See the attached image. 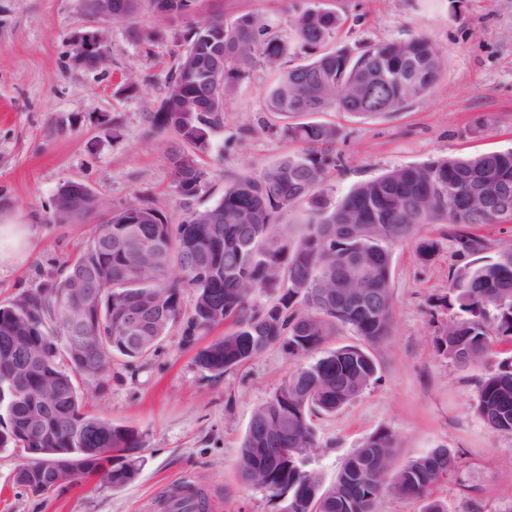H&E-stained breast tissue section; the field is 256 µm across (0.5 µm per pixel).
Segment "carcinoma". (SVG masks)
<instances>
[{"instance_id": "1", "label": "carcinoma", "mask_w": 512, "mask_h": 512, "mask_svg": "<svg viewBox=\"0 0 512 512\" xmlns=\"http://www.w3.org/2000/svg\"><path fill=\"white\" fill-rule=\"evenodd\" d=\"M199 2L112 0L114 26L130 40L148 47L171 40L182 48L165 75V96L149 116L152 128L176 143L169 156L176 193L190 200L208 186L212 170L204 156L211 134L223 127L226 98L256 61L277 64L297 49L306 51L307 60L279 74L266 108L284 120L283 139L300 149L238 177L224 187L221 200L188 211L177 223L156 198L112 207V251L103 250L94 233L38 287L0 305V448H43L56 456L53 468L30 456L15 483L35 494L43 485L59 488L77 478H98L116 489L132 483L138 464L130 452L141 446V435L83 412L81 385L104 387L114 357L146 358L178 325L189 343L210 338L196 363L215 376L273 347L296 361L254 409L237 462L243 481L261 484L271 500L282 501L281 512H375L386 493L421 501L420 512H447L434 492L441 480L463 470L459 453L434 448L392 474L396 438L379 429L323 491L309 468L310 453L320 447L313 419L355 402L378 380L372 349L392 333L396 246L413 243L418 258L428 262L439 243L420 230L446 224L457 251L477 255L486 250L480 227L512 223V149L394 168L336 201L327 181L341 162L339 128L308 116L403 110L435 83L438 50L422 35L358 54L330 48L344 19L317 0L287 28L253 12L230 21L221 12L198 20ZM143 9L153 26L134 22ZM471 185L483 190V202L472 200ZM79 190L87 191L89 210L101 200L88 184L66 181L46 222L83 218L68 204ZM299 206L305 207L303 230L291 237L280 218ZM76 277L112 289L102 310L87 316V331L101 337L92 352L67 337L81 306L72 291ZM338 286L364 289L368 302L336 292ZM187 291L192 304L185 312ZM129 301L147 313L136 344L124 335ZM437 302L455 313L434 336L435 351L460 367L483 369L474 411L490 431L512 433V356L498 359L494 351L497 344H512V247L492 261L452 271L448 294ZM221 327L224 332L214 335ZM346 329L359 343L324 348ZM38 407L44 420L34 428L29 415ZM165 507L205 512L207 502L197 492L173 493Z\"/></svg>"}]
</instances>
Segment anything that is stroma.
I'll list each match as a JSON object with an SVG mask.
<instances>
[{
    "instance_id": "stroma-1",
    "label": "stroma",
    "mask_w": 512,
    "mask_h": 512,
    "mask_svg": "<svg viewBox=\"0 0 512 512\" xmlns=\"http://www.w3.org/2000/svg\"><path fill=\"white\" fill-rule=\"evenodd\" d=\"M221 2L226 18L246 12L279 26L292 12L282 0H203L202 12ZM343 16L333 42L353 51L391 40L426 36L443 67L432 88L402 111L370 118L337 117L342 165L328 184L334 197L400 166L453 154L512 149V0H325ZM81 0H0V304L35 288L40 271L63 262L91 236L99 214L71 224H49L48 203L59 184L85 181L105 201L120 205L160 197L172 218L222 198L225 185L278 161L291 146L280 122L265 110L279 75L259 63L224 107V127L212 140L223 158L204 193L186 200L172 189L167 145L147 137L148 117L163 95L171 44L153 54L109 30L110 58L87 72L71 59L69 36L86 25ZM123 77L136 92L117 94ZM117 116V139L100 153L86 150L96 119ZM439 249L421 262L414 245L396 248L391 287L393 331L374 350L379 379L353 404L315 419L321 442L310 462L332 483L346 457L380 429L398 439L394 463L437 447L458 451L462 476L444 479L436 495L448 512H512V434L488 431L473 410L478 369H461L433 348L449 311H436L448 291V273L465 265L442 224L424 226ZM199 343L181 333L167 337L148 360L118 357L103 391L87 386V412L136 429L142 446L136 479L115 489L79 478L49 494L16 485L26 459L0 450V512H164L171 489L187 485L205 497L207 512H278L266 492L246 485L237 468L240 445L254 409L294 363L279 348L216 377L200 369Z\"/></svg>"
}]
</instances>
